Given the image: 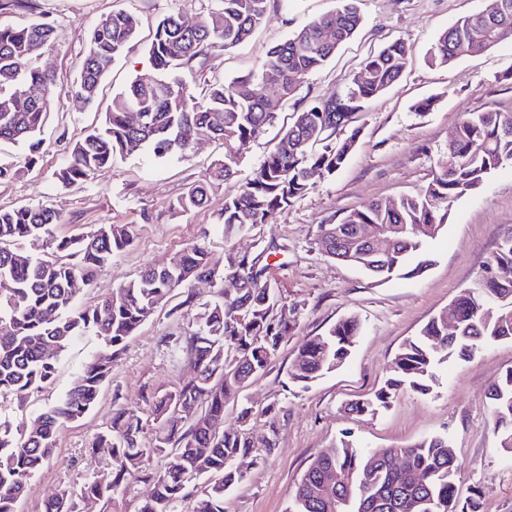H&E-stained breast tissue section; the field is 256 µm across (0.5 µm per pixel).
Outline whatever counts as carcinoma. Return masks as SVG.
Instances as JSON below:
<instances>
[{"instance_id":"obj_1","label":"carcinoma","mask_w":512,"mask_h":512,"mask_svg":"<svg viewBox=\"0 0 512 512\" xmlns=\"http://www.w3.org/2000/svg\"><path fill=\"white\" fill-rule=\"evenodd\" d=\"M269 0H219L196 22L184 27L169 15L155 27L148 47L150 78L137 77L112 99L100 125L68 150L55 172L65 187L81 185L112 168L116 156L148 149L157 158L187 159L198 142L221 141L224 157L170 205L175 214L207 206L209 191L232 178L249 144L278 122L266 98L272 86L281 100L292 98L301 80L324 66L362 24L357 0H336V8L304 23L267 53L260 73L232 82L207 76L204 64L216 48H234L265 21ZM512 28V0H493L490 10L463 17L441 32L427 51L431 66L449 67L466 56L491 49L500 32ZM334 30L326 40L325 31ZM53 26L32 21L0 25V144H24L28 163L37 164L53 102L61 95L54 75L38 59L50 46ZM137 34L135 18L115 11L90 32L88 50L70 91L93 102L104 77ZM410 50L395 41L366 58L341 98L305 105L284 128L276 148L253 170L239 193L224 198L216 223L224 239L266 224L313 185L346 163L359 130L340 139L337 132L363 104L402 76ZM19 82L42 89L38 99L17 95ZM202 85L196 96L190 83ZM512 163V112L473 113L459 123L431 182L416 195L370 202L321 227L324 251L356 266L378 282L414 277L430 264L425 242L448 221L451 204L477 191L488 176ZM61 217L38 206L0 209V396L24 407L32 394L54 380L53 355L72 340L93 332L101 344L66 394L26 423L0 420V512H16L25 480L35 475L57 449L60 431L82 419L97 404L112 378V364L154 310L171 294L207 274L221 281L238 278L235 294L219 293L198 302L184 295L179 308L192 314L190 331L169 336L175 354H187L196 377L151 397L153 434L142 442L145 424L134 410L119 408L97 439L112 459L115 474L89 483L76 502L64 490L46 500L41 512H82L98 504L114 507L124 491L125 474L146 457L165 459L163 470L148 477L152 486L141 512H172L198 492L193 512H224V494L246 472L237 461L253 444L241 432L224 429V409L267 370L283 341L297 325L296 307L281 304L279 289L266 277L263 253L224 251L216 269L208 248L192 244L161 266H149L89 306L79 304L112 256L130 247L132 224H97L78 236L58 233ZM389 230L391 252L373 257L371 236ZM456 335H448L443 316L431 318L419 334L404 341L384 385L371 397L349 404V411L374 416L389 408L401 390L425 394L437 368L451 359L466 360L481 348L512 339V235L489 257L476 287L453 302ZM360 334L356 317L339 320L306 341L289 379L302 387L336 370L350 356ZM490 416L499 447L512 454V370L489 390ZM343 483L325 481L328 471ZM454 449L441 437L406 448H363L341 440L320 452L297 482L288 512H481L482 502L462 505L455 493ZM213 474L214 482L197 487Z\"/></svg>"}]
</instances>
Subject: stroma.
<instances>
[{"label":"stroma","instance_id":"obj_1","mask_svg":"<svg viewBox=\"0 0 512 512\" xmlns=\"http://www.w3.org/2000/svg\"><path fill=\"white\" fill-rule=\"evenodd\" d=\"M215 0H35L33 10H0V24L43 20L53 26L52 41L39 59L64 90L72 86L87 51L93 26L116 10L133 14L137 35L103 80L93 105L61 95L44 129V150L26 168L23 146L0 148V163L20 168L19 178L0 183V209L44 205L61 216V233H79L94 224H133L137 239L113 256L80 302L96 303L144 266L159 265L190 244L205 245L213 262L225 249L255 254L269 249L266 276L276 283L283 304L297 305L296 330L284 342L268 371L226 406L228 426H239L255 448L246 479L224 496V512H285L294 484L310 461L333 447L343 434L371 448H400L430 437L446 438L454 448L459 500L480 497L484 512H512V455L498 445L490 420L488 392L512 369V340L485 348L465 361H449L437 371L430 393L401 391L377 416L347 411L349 402L372 394L389 375L402 342L416 335L434 315L448 308L480 278L500 241L512 233V163L495 170L475 193L454 201L443 232L426 245L430 265L416 277L373 282L361 270L329 258L320 246L322 224L369 202L419 192L432 179L437 160L464 115L512 111V32L491 50L449 67H432L426 52L439 33L461 17L483 10L488 0H360L363 23L323 67L309 74L295 96L278 101L277 126L251 142L235 177L216 187L201 211L172 216L170 203L224 155L222 142L195 147L192 156L160 159L150 151L116 158L111 171L84 184L65 187L54 177L67 143L98 125L132 79L148 76L145 54L162 18L177 15L193 23ZM335 0H270L266 23L245 44L211 52L208 74L230 81L258 73L267 51L309 19L331 11ZM400 40L411 49L400 80L372 98L353 125L359 135L345 165L334 177L316 181L292 206L267 224H257L224 239L215 216L226 196L238 193L253 169L271 152L295 110L343 94L362 62L383 46ZM432 99L429 112L416 102ZM183 290L140 327L112 368L98 405L62 432L58 449L26 480L21 512H41L58 490L80 496L93 480L111 475L107 453H91L97 435L119 408L149 416L151 395L194 378L183 355L172 356L165 337L188 330L177 312ZM356 316L361 333L351 356L337 370L308 388L294 386L288 373L294 356L310 337L337 321ZM96 336L75 339L57 362L54 383L34 394L25 409L0 404L13 421L31 418L64 396L98 350ZM255 408L245 424L236 417L243 405ZM272 413H265V406Z\"/></svg>","mask_w":512,"mask_h":512}]
</instances>
